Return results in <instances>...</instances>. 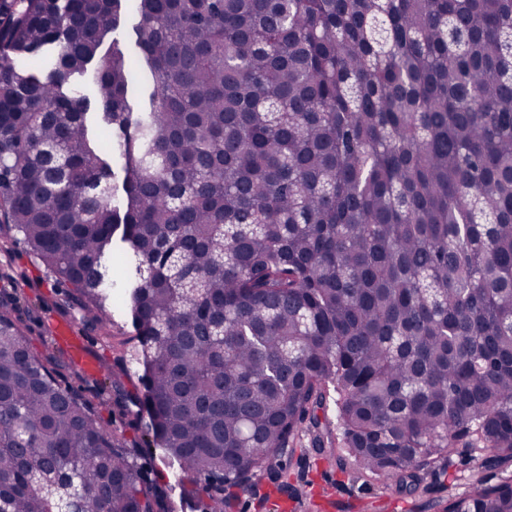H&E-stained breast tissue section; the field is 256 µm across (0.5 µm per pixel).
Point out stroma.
I'll use <instances>...</instances> for the list:
<instances>
[{
	"label": "stroma",
	"mask_w": 512,
	"mask_h": 512,
	"mask_svg": "<svg viewBox=\"0 0 512 512\" xmlns=\"http://www.w3.org/2000/svg\"><path fill=\"white\" fill-rule=\"evenodd\" d=\"M7 263L16 282L11 290L16 299L17 314L34 349L52 341L51 329L56 322H77L76 313H64L51 304L57 291L54 277L44 268L24 243L17 241L9 253H0V262ZM62 385L77 387L91 401L101 421L112 430L136 441L139 452L135 458L149 480L165 483L170 472L157 449L151 431L128 428L124 419L113 415L100 398L108 380L105 375L88 373L76 380L70 367L58 372ZM472 448L458 447L445 477L426 493V500L450 498L472 490L469 462ZM264 489L271 497L264 508H257L251 491H238L236 512H423L418 501L396 493L392 483L361 474L354 469H341L338 462L328 461L310 447L306 437L296 440V452L284 460L278 480H264Z\"/></svg>",
	"instance_id": "stroma-1"
}]
</instances>
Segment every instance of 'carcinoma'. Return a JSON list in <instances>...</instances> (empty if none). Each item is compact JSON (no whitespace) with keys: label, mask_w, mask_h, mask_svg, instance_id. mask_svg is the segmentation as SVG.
Listing matches in <instances>:
<instances>
[{"label":"carcinoma","mask_w":512,"mask_h":512,"mask_svg":"<svg viewBox=\"0 0 512 512\" xmlns=\"http://www.w3.org/2000/svg\"><path fill=\"white\" fill-rule=\"evenodd\" d=\"M0 205L83 329L128 304L174 477L0 300V512H233L302 430L411 497L472 434L431 507L512 512V0L0 3ZM77 369L84 374V380L78 381L74 374L73 369ZM57 379L61 382L62 386L71 385L79 389L82 394L91 401L96 413L101 421L108 423L112 431L121 432L125 435L127 440H135L139 444V452L134 457V461L141 466L145 475L149 480L163 484L168 481L170 472L161 457V452L156 448L153 441L152 432L143 427L139 430H133L126 424V420L117 415H113L112 411L106 408L102 403L99 393L102 391L103 386L109 385L107 376L95 373L83 372L79 366L63 367L58 371Z\"/></svg>","instance_id":"1"}]
</instances>
